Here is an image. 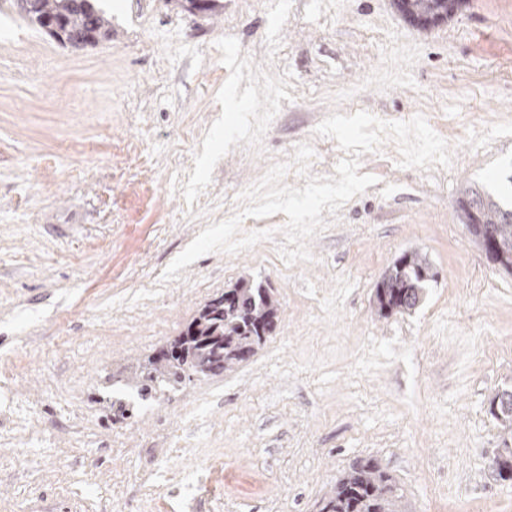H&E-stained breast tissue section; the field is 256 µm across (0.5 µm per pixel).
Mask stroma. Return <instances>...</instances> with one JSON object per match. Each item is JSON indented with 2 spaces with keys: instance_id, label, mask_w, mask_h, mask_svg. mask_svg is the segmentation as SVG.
<instances>
[{
  "instance_id": "1",
  "label": "stroma",
  "mask_w": 512,
  "mask_h": 512,
  "mask_svg": "<svg viewBox=\"0 0 512 512\" xmlns=\"http://www.w3.org/2000/svg\"><path fill=\"white\" fill-rule=\"evenodd\" d=\"M219 3L94 0L112 37L74 49L0 0V512H318L359 461L402 512H512L491 409L512 389V273L459 210L469 184L512 201V0L429 30L393 0ZM359 110L423 115L450 165L399 167L386 141L310 261L282 260L278 213L241 223L273 238L163 281L299 144L334 175L344 153L314 130ZM405 252L435 278L380 315ZM243 277L280 302L254 356L162 407L115 380Z\"/></svg>"
}]
</instances>
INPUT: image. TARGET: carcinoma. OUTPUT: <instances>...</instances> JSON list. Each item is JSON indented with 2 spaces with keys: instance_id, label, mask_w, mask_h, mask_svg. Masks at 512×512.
<instances>
[{
  "instance_id": "1",
  "label": "carcinoma",
  "mask_w": 512,
  "mask_h": 512,
  "mask_svg": "<svg viewBox=\"0 0 512 512\" xmlns=\"http://www.w3.org/2000/svg\"><path fill=\"white\" fill-rule=\"evenodd\" d=\"M463 0H394L401 15L421 28L435 26L452 16ZM61 19L73 36L71 46H83L88 31L101 38L112 37L109 20L91 0H40L39 14L31 22L44 26L43 16ZM475 210V223L496 236L512 261V209H505L480 187L464 190L460 201L463 217ZM434 279L426 259L416 253L395 261L376 286L378 310L408 312L423 299L428 282ZM219 296L205 302L186 329L159 351L136 366L124 368L127 383L142 398L159 388H176L194 376L224 372L249 359L265 342L278 319L279 301L274 292L247 278L240 279ZM319 512H400L389 479L370 463H355L319 505Z\"/></svg>"
}]
</instances>
